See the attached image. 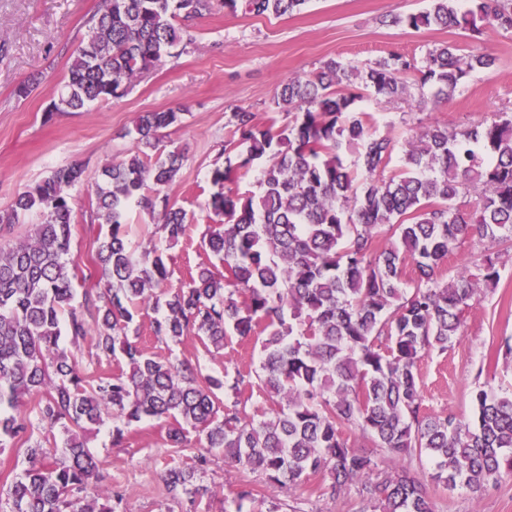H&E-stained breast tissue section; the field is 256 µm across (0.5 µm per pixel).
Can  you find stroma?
<instances>
[{
	"label": "stroma",
	"mask_w": 512,
	"mask_h": 512,
	"mask_svg": "<svg viewBox=\"0 0 512 512\" xmlns=\"http://www.w3.org/2000/svg\"><path fill=\"white\" fill-rule=\"evenodd\" d=\"M98 0H0V212L7 210L19 188L35 186L55 169L82 165L84 181L72 188L79 200L72 226L71 256L88 269L96 251L97 225L88 218L94 199L91 185L108 159H119L133 147L125 131L144 112L181 108V120L166 129L168 149L185 154L183 166L169 186L172 201L188 217L189 236L167 251L170 283L179 286L201 262L210 261L204 235L211 220L210 172L224 163L233 108L256 115L258 123L276 118L274 100L284 78L306 75L331 58L358 66L397 52L421 56L428 47L459 43L457 30L432 27L412 30L392 24L395 16L424 10L427 0H310L301 12L282 17H255L225 9L192 21L196 43L167 57L138 76L122 98L97 103L86 112L52 108L67 75L69 55L88 32L87 22ZM485 45L495 56L493 68L473 74L452 100L425 108L364 96L357 109L371 113L379 132L405 142L411 129L437 120L448 126L476 123L502 109L512 110V32L489 34ZM31 83L28 96L17 94ZM153 310L139 318L140 342L150 353L189 360L205 374L225 367H257L253 341L232 340L224 349L205 347L197 339L169 345L151 335ZM512 336V259H505L495 291L485 293L467 314L465 331L446 353H431L419 364L425 406L471 419L470 392L482 382L496 391L512 390V362L481 372L502 338ZM157 421L132 431L125 447L115 448L107 428L91 430L89 446L98 460L102 485L124 492L121 512H186L167 493L162 476L171 462L193 464L201 453L196 434L188 445L172 448ZM205 481L219 498L210 512H221L222 495L245 483L259 487L268 500H279L301 512H355L357 487L337 499L319 497L313 485L288 493L265 476L208 457ZM435 512H512V475L475 494L466 489H430Z\"/></svg>",
	"instance_id": "obj_1"
}]
</instances>
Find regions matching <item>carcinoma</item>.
Listing matches in <instances>:
<instances>
[{
	"label": "carcinoma",
	"instance_id": "carcinoma-1",
	"mask_svg": "<svg viewBox=\"0 0 512 512\" xmlns=\"http://www.w3.org/2000/svg\"><path fill=\"white\" fill-rule=\"evenodd\" d=\"M308 0H99L88 34L72 50L53 104L80 112L126 95L138 74L195 44L188 22L224 8L254 16L291 15ZM429 0L390 23L462 30L466 49L443 43L423 57L390 53L361 69L331 58L320 70L284 80L275 106L287 125L231 112L224 165L214 168L208 207L219 221L207 246L223 265L201 262L169 284L166 249L187 234V214L171 201L184 154L164 150L161 132L182 109L145 112L127 134L136 150L111 160L95 182L90 219L99 226L94 276L99 291L76 302L70 258L82 177L75 165L15 193L0 223L40 222L26 239L0 243V454L13 446L25 466L0 487V512H118L123 494L96 482L87 447L91 425L112 419L122 447L145 420L166 424V443L183 448L189 431L207 451L292 492L310 476L331 499L360 485L359 512H434L424 476L378 453L427 460L435 485L474 493L512 473V393L472 392L473 418L424 406L421 360L462 335L482 290L498 286V261L472 258L446 278L442 266L462 240L512 250V111L476 124L432 122L408 139L387 175L395 140L378 133L364 95L435 104L455 96L471 73L494 66L478 47L489 32L512 31V0ZM259 169L261 193L236 185ZM158 217L166 246L139 254L127 243L131 203ZM162 311L153 336L176 345L195 337L219 350L237 336L260 343L257 370L204 375L191 363L150 355L130 332L140 310ZM94 334L93 371L73 344ZM267 408L250 412L254 393ZM40 395L31 407L28 398ZM374 447L353 449L345 428ZM40 435H35V431ZM206 458L164 472L168 493L191 512L210 509ZM254 489L224 498V512H247Z\"/></svg>",
	"mask_w": 512,
	"mask_h": 512
}]
</instances>
